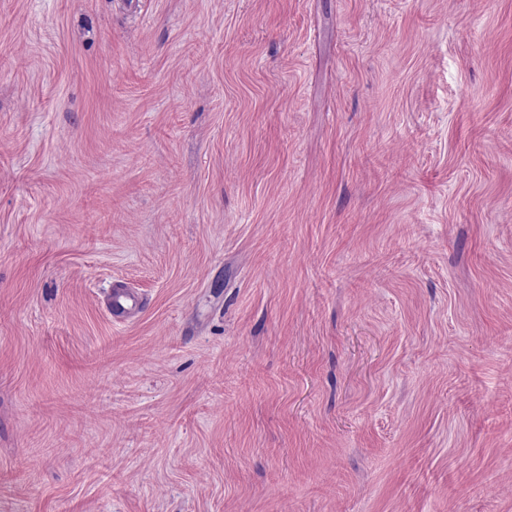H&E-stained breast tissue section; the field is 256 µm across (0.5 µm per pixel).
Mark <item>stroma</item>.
Segmentation results:
<instances>
[{
  "instance_id": "35a3bbf8",
  "label": "stroma",
  "mask_w": 512,
  "mask_h": 512,
  "mask_svg": "<svg viewBox=\"0 0 512 512\" xmlns=\"http://www.w3.org/2000/svg\"><path fill=\"white\" fill-rule=\"evenodd\" d=\"M0 512H512V0H0ZM140 305L141 300L135 292L122 282L114 283L109 309L116 321L128 319L139 309Z\"/></svg>"
}]
</instances>
